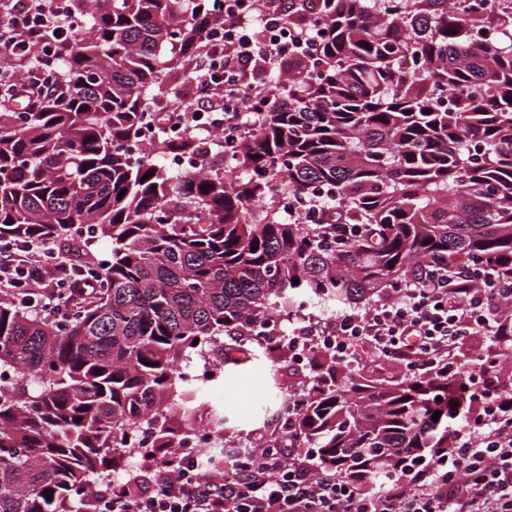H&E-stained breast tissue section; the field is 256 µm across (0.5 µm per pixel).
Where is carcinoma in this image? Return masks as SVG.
I'll use <instances>...</instances> for the list:
<instances>
[{
  "mask_svg": "<svg viewBox=\"0 0 512 512\" xmlns=\"http://www.w3.org/2000/svg\"><path fill=\"white\" fill-rule=\"evenodd\" d=\"M311 2L318 49L271 63L246 145L217 166H166L208 153L192 137L139 140L152 90L219 21L211 0H88V36L61 63L69 94L20 124L0 112V240L90 226L112 241L100 295L70 318L0 299V368L38 381L0 382V512H90L94 478L145 420L167 457L171 421L192 424L203 398L179 366L226 335L359 304L423 267L512 277V48L474 37L512 0L475 15L462 0ZM497 335L512 346V314ZM311 365L289 447L364 488L429 470L474 413L460 375L369 379L325 351Z\"/></svg>",
  "mask_w": 512,
  "mask_h": 512,
  "instance_id": "obj_1",
  "label": "carcinoma"
}]
</instances>
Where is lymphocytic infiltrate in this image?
Here are the masks:
<instances>
[{
	"label": "lymphocytic infiltrate",
	"instance_id": "obj_1",
	"mask_svg": "<svg viewBox=\"0 0 512 512\" xmlns=\"http://www.w3.org/2000/svg\"><path fill=\"white\" fill-rule=\"evenodd\" d=\"M81 0H0V48L15 70L0 72V112L22 102L39 111L67 87L59 63L79 32ZM295 0H238L225 5L224 22L208 31L195 60L200 78L198 106L172 111L170 126L190 132L200 123L240 129L244 110L257 99L251 77L268 58L316 43L309 26L292 28L288 39L265 37L256 15L272 24L295 13ZM83 241L62 251L45 239L0 241V294L36 313L57 318L90 301L98 280L89 264L75 263ZM512 308V279L476 270L428 271L392 289L365 312L348 311L325 322L303 321L289 345L351 351L368 344L406 373L431 369L454 375L457 344L473 336L494 338L496 314ZM507 364L476 358L465 385L473 393L474 417L452 434L454 452L420 476L393 475L368 494L332 468H313L297 450L259 448L252 454L225 452L223 470L213 471L191 451L159 458L143 456L152 489L134 490L143 473L96 489L94 512H512V388L500 378Z\"/></svg>",
	"mask_w": 512,
	"mask_h": 512
}]
</instances>
